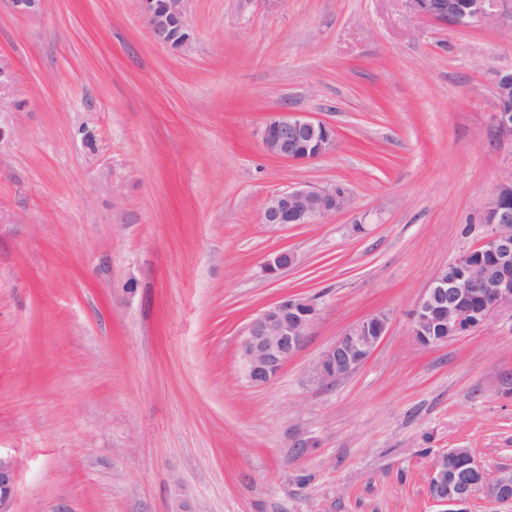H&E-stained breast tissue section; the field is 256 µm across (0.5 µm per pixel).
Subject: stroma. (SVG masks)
Wrapping results in <instances>:
<instances>
[{
  "label": "stroma",
  "instance_id": "35a3bbf8",
  "mask_svg": "<svg viewBox=\"0 0 512 512\" xmlns=\"http://www.w3.org/2000/svg\"><path fill=\"white\" fill-rule=\"evenodd\" d=\"M189 45L138 0H0V455L13 512H440L429 468L470 449L512 468V317L445 345L409 334L435 272L487 233L512 169L492 122L512 0L459 29L406 0H185ZM336 129L304 164L269 156L274 111ZM343 187L349 208L280 229L267 198ZM292 251L276 278L265 260ZM323 312L266 386L245 328L284 294ZM390 326L324 388L356 320ZM313 447L293 448L294 438ZM389 325L390 317L382 311L354 322L318 359L312 381L329 386L356 372L386 336ZM16 488L15 464L10 458L0 455V512H12Z\"/></svg>",
  "mask_w": 512,
  "mask_h": 512
}]
</instances>
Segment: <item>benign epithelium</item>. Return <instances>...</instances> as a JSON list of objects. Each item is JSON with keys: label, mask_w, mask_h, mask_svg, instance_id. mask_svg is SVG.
<instances>
[{"label": "benign epithelium", "mask_w": 512, "mask_h": 512, "mask_svg": "<svg viewBox=\"0 0 512 512\" xmlns=\"http://www.w3.org/2000/svg\"><path fill=\"white\" fill-rule=\"evenodd\" d=\"M150 31L156 42L173 50L186 47L191 35L175 38L172 28L185 24L184 0H139ZM411 12L441 24L469 28L488 14L492 0H468L464 6L457 0H408ZM496 127L512 134V71L497 75L494 86ZM264 151L275 158L310 161L336 149V131L331 125L310 115L291 110L271 114L258 131ZM315 144L316 154L303 155V144ZM512 194V170L502 173L482 207L483 223L490 227L480 246L494 258L491 268L469 260L464 253L454 264L466 269L461 280L448 277L446 268L439 269L428 288L415 303L409 322V333L420 346L444 345L484 327L496 312L512 314V210L502 201ZM343 189H318L302 184L277 192L266 201L261 223L282 228L290 224H314L350 204ZM295 255L288 251L273 254L265 262V271L275 275L293 266ZM322 314L317 299L284 294L266 306L248 323L240 345V369L252 385L268 384L281 367L304 345ZM390 317L379 311L354 322L315 364L311 379L329 386L361 368L388 333ZM468 458L464 471L448 469V458ZM14 462L0 456V512H12L16 495ZM482 491L495 502H512V469H501L488 477L483 464L471 457L467 448H449L432 461L428 492L441 512H468L473 496Z\"/></svg>", "instance_id": "7a95c632"}]
</instances>
